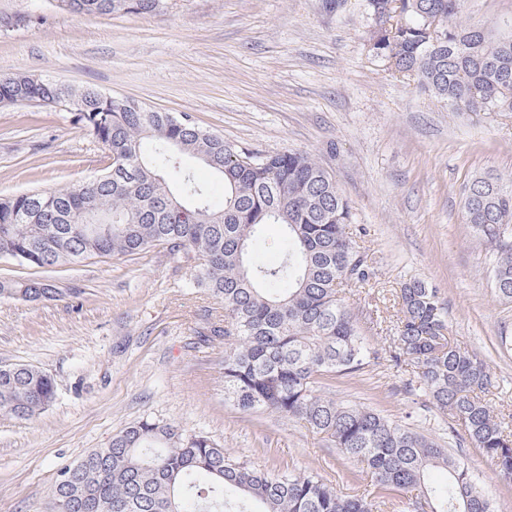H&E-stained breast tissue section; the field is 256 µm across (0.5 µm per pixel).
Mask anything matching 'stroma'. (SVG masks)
Wrapping results in <instances>:
<instances>
[{
	"label": "stroma",
	"instance_id": "1",
	"mask_svg": "<svg viewBox=\"0 0 512 512\" xmlns=\"http://www.w3.org/2000/svg\"><path fill=\"white\" fill-rule=\"evenodd\" d=\"M462 23L512 33V0H466ZM366 0L341 12L323 0H165L156 13L76 16L57 0H0V75L95 87L186 114L225 141L262 153L305 152L353 206L374 268L352 312L379 351L328 382L337 401L406 425L419 407L404 386L411 362L389 358L406 280L438 288L448 336L493 375V405L512 411V302L492 286L494 257L460 221L464 186L512 175V112H452L375 56ZM104 152L64 107L0 104V198L76 188L101 174ZM159 247L134 256L34 268L0 258V281L38 278L54 299L0 298V365L36 366L58 399L29 420L0 414V512H50L61 465L105 447L145 418L206 433L268 469L312 472L345 495L373 489L366 465L323 435L271 412L224 401V346L199 337L219 305L186 285ZM419 432L461 452L494 512H512V479L429 408Z\"/></svg>",
	"mask_w": 512,
	"mask_h": 512
}]
</instances>
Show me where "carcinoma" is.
Segmentation results:
<instances>
[{"mask_svg": "<svg viewBox=\"0 0 512 512\" xmlns=\"http://www.w3.org/2000/svg\"><path fill=\"white\" fill-rule=\"evenodd\" d=\"M75 14H148L165 0H61ZM389 7H384V4ZM464 0H367L386 8L371 50L391 71L416 80L456 112H512V35L457 21ZM439 18L433 36L429 19ZM70 105L74 122L105 151L104 172L77 189L0 199V257L46 268L165 248L193 269L188 285L216 300L209 335L224 338V400L247 413L295 418L370 469L375 491L343 495L306 472L269 471L202 433L141 420L62 466L55 500L97 502L105 512H385L395 496L411 512H492L465 463L415 428L323 392L378 356L342 297L370 282L368 254L349 232L353 210L333 176L303 152L262 155L232 145L187 115L108 98L93 87L26 74L0 76V102ZM198 163L223 182H197ZM462 223L495 254L496 294L512 301V178L474 177L461 198ZM284 235L279 259L256 266L252 242L264 226ZM44 301L43 280L0 282V298ZM391 361L408 359L420 388L463 429L468 443L512 479V425L490 405L492 375L452 345L437 289L409 279ZM57 398L54 380L29 364L0 366V413L29 420Z\"/></svg>", "mask_w": 512, "mask_h": 512, "instance_id": "1", "label": "carcinoma"}]
</instances>
